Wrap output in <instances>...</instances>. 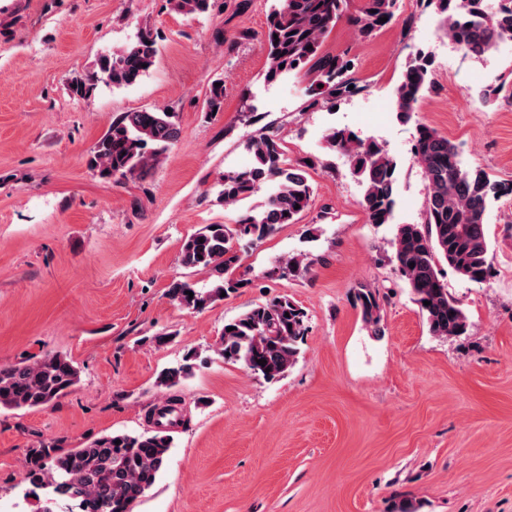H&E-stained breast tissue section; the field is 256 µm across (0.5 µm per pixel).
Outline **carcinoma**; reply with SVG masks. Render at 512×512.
<instances>
[{
  "instance_id": "1",
  "label": "carcinoma",
  "mask_w": 512,
  "mask_h": 512,
  "mask_svg": "<svg viewBox=\"0 0 512 512\" xmlns=\"http://www.w3.org/2000/svg\"><path fill=\"white\" fill-rule=\"evenodd\" d=\"M350 0H273L266 31L265 79L276 81L289 73L313 76L315 93L306 108L316 109L362 92L354 77L355 64L346 53L322 51L327 35L344 20L359 38H369L392 21L399 0H364L356 11ZM441 16V31L465 57H483L500 42L512 37V0H498L488 11L484 0H424ZM171 8L185 16L209 12L215 0H169ZM157 40L148 30L136 39L100 56L95 69L74 77L69 89L84 98L99 83L114 88L139 83L155 65ZM432 61L420 52L402 72L394 95V112L401 121L417 111L432 89ZM224 87L211 86L206 110L222 111ZM181 135L172 112L142 109L123 112L95 144L89 165L100 176L117 180L149 177L152 170ZM328 147L347 158L351 174L363 188L361 207L369 224L392 221L396 197V161L375 141H367L348 128H333ZM251 163L220 178L219 201L237 205L268 190L257 212L237 224H207L182 242L179 262L187 270H206L213 280L199 288L187 279L172 281L168 292L180 307L200 312L222 293L241 287L236 276L242 265L245 244L272 236L280 227L298 222L312 201L308 163L286 161L280 139L262 132L245 142ZM413 156L426 182L424 221L399 224L393 240V259L413 302L431 335L461 336L469 319L459 301L442 280L446 264L461 278L481 283L491 274V244L486 234L487 214L494 202L512 194V187L495 181L479 168L465 163L458 145L436 130L421 125ZM314 259L304 253L288 257L283 269L292 276L310 272ZM192 295H187V292ZM353 303L359 307L371 333L380 336L381 297L376 288H353ZM307 313L286 295L257 303L224 322L216 353L226 362L273 381L298 361L307 334ZM194 355L164 369L157 385L172 389L193 369ZM266 360L265 365L258 360ZM80 371L65 356L46 354L33 361L0 366V409L43 408L72 391ZM120 444H115V441ZM173 438L164 430L102 435L77 448L60 451L45 444L31 452L28 478L32 483L48 478L49 501L58 498L78 502L80 512H131V505L156 482L165 468Z\"/></svg>"
}]
</instances>
